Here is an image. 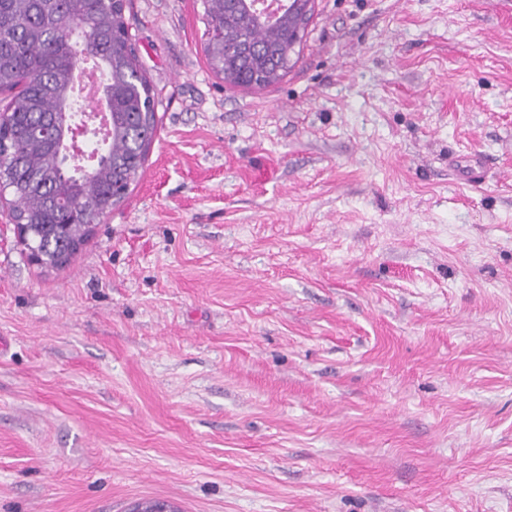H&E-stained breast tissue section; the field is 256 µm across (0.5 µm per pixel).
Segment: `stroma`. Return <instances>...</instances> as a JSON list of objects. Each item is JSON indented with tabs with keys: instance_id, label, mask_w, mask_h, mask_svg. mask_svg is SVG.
I'll list each match as a JSON object with an SVG mask.
<instances>
[{
	"instance_id": "stroma-1",
	"label": "stroma",
	"mask_w": 512,
	"mask_h": 512,
	"mask_svg": "<svg viewBox=\"0 0 512 512\" xmlns=\"http://www.w3.org/2000/svg\"><path fill=\"white\" fill-rule=\"evenodd\" d=\"M126 16L128 197L47 272L0 198V512H512V0H314L264 88Z\"/></svg>"
}]
</instances>
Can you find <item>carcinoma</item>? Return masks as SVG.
<instances>
[{
	"label": "carcinoma",
	"mask_w": 512,
	"mask_h": 512,
	"mask_svg": "<svg viewBox=\"0 0 512 512\" xmlns=\"http://www.w3.org/2000/svg\"><path fill=\"white\" fill-rule=\"evenodd\" d=\"M256 0H204V52L214 72L236 87H266L292 67L312 6L285 0L273 23ZM126 0H0V91L14 95L0 110V194L34 264L66 267L97 221L127 196L157 129L151 83L125 19ZM99 57L111 103L112 131L98 159L77 169L60 153L56 133L81 120L74 108L69 36Z\"/></svg>",
	"instance_id": "1"
}]
</instances>
